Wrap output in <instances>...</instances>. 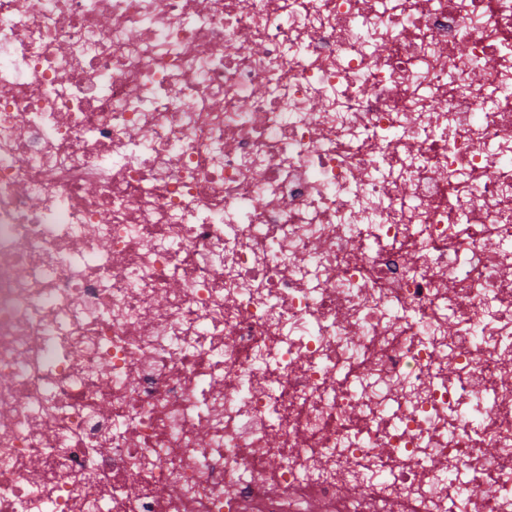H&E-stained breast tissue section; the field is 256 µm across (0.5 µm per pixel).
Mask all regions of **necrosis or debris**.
<instances>
[{
	"instance_id": "4bbe7bcc",
	"label": "necrosis or debris",
	"mask_w": 512,
	"mask_h": 512,
	"mask_svg": "<svg viewBox=\"0 0 512 512\" xmlns=\"http://www.w3.org/2000/svg\"><path fill=\"white\" fill-rule=\"evenodd\" d=\"M0 512H512V0H0Z\"/></svg>"
}]
</instances>
